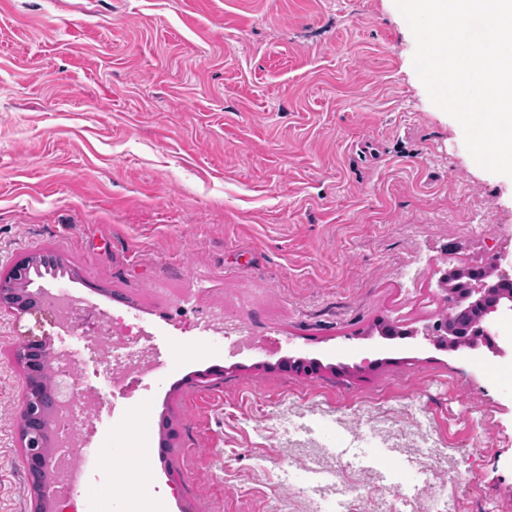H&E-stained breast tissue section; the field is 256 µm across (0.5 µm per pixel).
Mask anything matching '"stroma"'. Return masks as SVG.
Segmentation results:
<instances>
[{"label": "stroma", "mask_w": 512, "mask_h": 512, "mask_svg": "<svg viewBox=\"0 0 512 512\" xmlns=\"http://www.w3.org/2000/svg\"><path fill=\"white\" fill-rule=\"evenodd\" d=\"M415 47L395 0H0V275L60 255L70 275L42 286L140 313L164 362L138 386L87 363L97 512L127 499L116 463L149 512H339L315 485L358 512H512V381L371 330L434 322L445 252L512 254V177L471 156ZM186 297L260 349L156 318ZM26 325L0 308V512L37 503ZM402 425L423 444L398 447ZM451 458L472 490L415 496Z\"/></svg>", "instance_id": "1"}]
</instances>
